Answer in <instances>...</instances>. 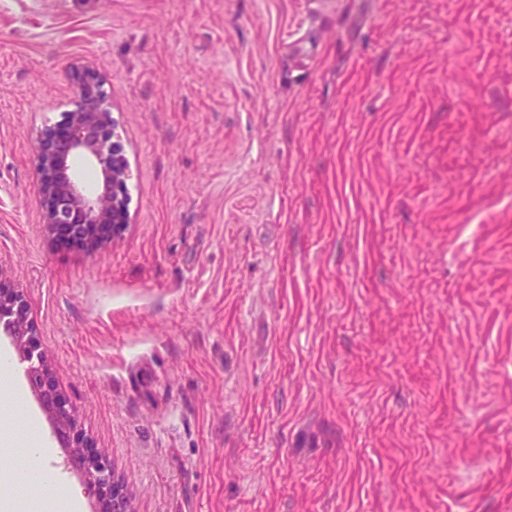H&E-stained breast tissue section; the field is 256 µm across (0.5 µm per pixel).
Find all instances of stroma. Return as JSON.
Returning <instances> with one entry per match:
<instances>
[{
	"mask_svg": "<svg viewBox=\"0 0 512 512\" xmlns=\"http://www.w3.org/2000/svg\"><path fill=\"white\" fill-rule=\"evenodd\" d=\"M77 67L93 252L36 181ZM0 277L133 512H512V0H0ZM1 353L0 512H98ZM104 85L95 74L76 70L71 108L61 120L41 129L34 145L44 224L55 236L72 239L88 250L120 234L128 223L131 174L121 146L114 141L115 124ZM80 155L99 165L101 192L88 194L72 173V160ZM28 447L30 481L34 484H42V480L49 477L53 481V474L43 464V460L48 456L49 448H46L39 440L28 444Z\"/></svg>",
	"mask_w": 512,
	"mask_h": 512,
	"instance_id": "1",
	"label": "stroma"
}]
</instances>
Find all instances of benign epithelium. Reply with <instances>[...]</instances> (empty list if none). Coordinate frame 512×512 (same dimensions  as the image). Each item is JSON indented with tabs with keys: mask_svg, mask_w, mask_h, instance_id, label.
I'll use <instances>...</instances> for the list:
<instances>
[{
	"mask_svg": "<svg viewBox=\"0 0 512 512\" xmlns=\"http://www.w3.org/2000/svg\"><path fill=\"white\" fill-rule=\"evenodd\" d=\"M114 138L115 124L104 82L89 71H75L71 108L63 112L61 120L40 130L34 151L38 189L45 208L44 224L60 238L72 239L90 250L120 234L128 223L130 170ZM80 155L99 165L102 191L87 193L72 173V160ZM0 331L30 362L29 380L41 407L53 421L54 437L61 446L72 449V468L84 474L106 501V512H132L105 454L87 449V442L78 432L77 410L60 393L46 364L22 294L1 285Z\"/></svg>",
	"mask_w": 512,
	"mask_h": 512,
	"instance_id": "benign-epithelium-1",
	"label": "benign epithelium"
}]
</instances>
